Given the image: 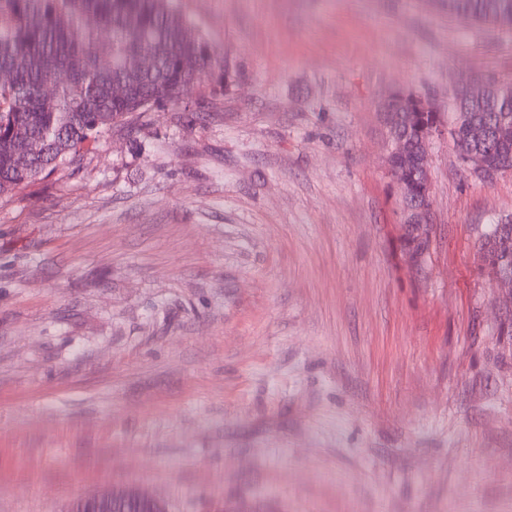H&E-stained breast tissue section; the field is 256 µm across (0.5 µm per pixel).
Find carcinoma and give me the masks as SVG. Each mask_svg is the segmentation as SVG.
<instances>
[{
  "label": "carcinoma",
  "instance_id": "cac0c4a2",
  "mask_svg": "<svg viewBox=\"0 0 512 512\" xmlns=\"http://www.w3.org/2000/svg\"><path fill=\"white\" fill-rule=\"evenodd\" d=\"M446 2L450 13L512 28V0ZM90 16L97 26L88 25ZM100 27L110 30L109 41L100 40ZM101 53L112 59L107 74L97 66ZM137 54L158 57L154 77L126 68ZM184 57L201 59L200 70L184 71ZM216 63L172 0H0V72L10 74V82L0 83V197L77 164L102 133L127 118L178 104ZM47 81L57 88L51 99L42 92ZM403 112L402 123L386 125L387 135L403 136L416 149L425 125L444 120L441 112ZM448 136L459 160L479 148L488 166L512 170V102L499 100L494 89L478 99H456ZM33 138L47 151L26 166L21 156ZM488 244L492 266L512 277V221L493 225Z\"/></svg>",
  "mask_w": 512,
  "mask_h": 512
}]
</instances>
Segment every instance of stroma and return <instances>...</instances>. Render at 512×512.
<instances>
[{
  "instance_id": "obj_1",
  "label": "stroma",
  "mask_w": 512,
  "mask_h": 512,
  "mask_svg": "<svg viewBox=\"0 0 512 512\" xmlns=\"http://www.w3.org/2000/svg\"><path fill=\"white\" fill-rule=\"evenodd\" d=\"M220 59L0 199V512H512V172L441 136L413 254L378 105L512 81L445 0H174ZM488 256L501 276L512 277V221L493 224L488 235ZM511 277H501V283L512 286ZM132 500L146 503L150 512L159 510L160 502L156 498L135 489H124L84 498L76 504L75 512H112Z\"/></svg>"
}]
</instances>
